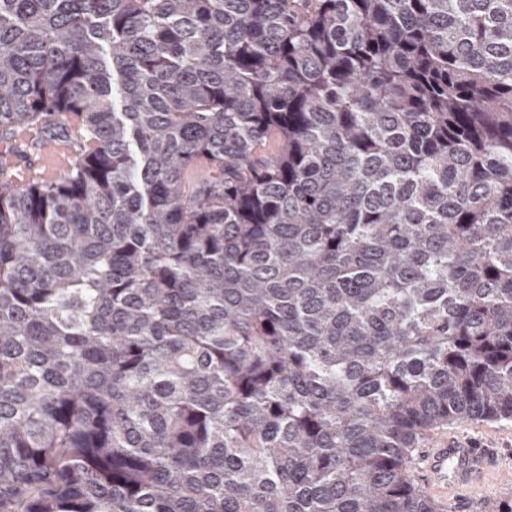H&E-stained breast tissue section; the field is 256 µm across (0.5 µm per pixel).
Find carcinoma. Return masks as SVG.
Listing matches in <instances>:
<instances>
[{"label":"carcinoma","instance_id":"cac0c4a2","mask_svg":"<svg viewBox=\"0 0 512 512\" xmlns=\"http://www.w3.org/2000/svg\"><path fill=\"white\" fill-rule=\"evenodd\" d=\"M21 126L0 512H440L512 419V0H0ZM15 142L1 141L0 152L12 150V145L21 141L39 140L40 146L34 151H28L26 158L16 161V167L12 169V179L17 183H26L28 179L60 180L64 170H71L75 160V147L71 140L64 134L54 137H46L38 129H20L16 133ZM45 142H53V155L46 154L43 150ZM71 149L73 151H71ZM448 430L455 431L460 438L436 434L415 461L426 498L445 512L448 500L455 511H460L456 494L463 493L468 500L477 498L489 484L511 494L512 463L501 462L512 461V422L456 421L439 431L448 433ZM462 438L496 448L500 463L495 462L488 450L474 447L472 442ZM509 494L495 487L487 488L482 502L488 503L490 509L477 512H496L494 510L500 503L510 500L512 494ZM473 505L465 502L466 510L460 512H476Z\"/></svg>","mask_w":512,"mask_h":512}]
</instances>
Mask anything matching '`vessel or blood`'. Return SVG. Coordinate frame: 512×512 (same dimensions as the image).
I'll use <instances>...</instances> for the list:
<instances>
[{
    "instance_id": "vessel-or-blood-1",
    "label": "vessel or blood",
    "mask_w": 512,
    "mask_h": 512,
    "mask_svg": "<svg viewBox=\"0 0 512 512\" xmlns=\"http://www.w3.org/2000/svg\"><path fill=\"white\" fill-rule=\"evenodd\" d=\"M427 499L446 512L457 495L473 499L487 485L512 493V464L496 462L489 451L472 442L438 434L415 461Z\"/></svg>"
}]
</instances>
